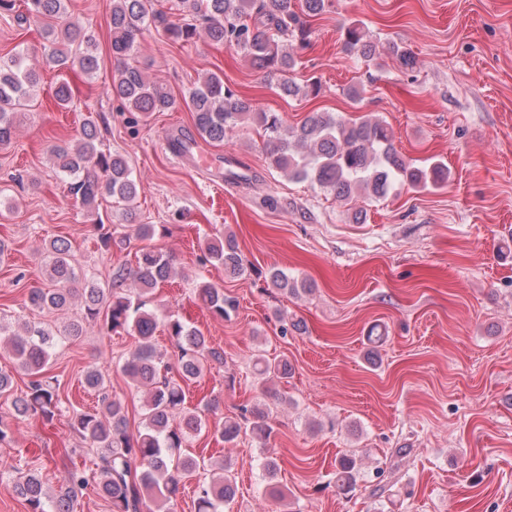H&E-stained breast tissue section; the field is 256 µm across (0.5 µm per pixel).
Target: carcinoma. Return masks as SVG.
Listing matches in <instances>:
<instances>
[{"label": "carcinoma", "mask_w": 512, "mask_h": 512, "mask_svg": "<svg viewBox=\"0 0 512 512\" xmlns=\"http://www.w3.org/2000/svg\"><path fill=\"white\" fill-rule=\"evenodd\" d=\"M332 2L303 0V18L291 9L290 0H181L192 18L203 21L212 42L235 48L253 66L280 75L278 89L293 97L316 96L321 91L316 81L297 85L288 78V72L297 62L294 46L307 45V19L321 15ZM62 9L63 0H27L29 12L48 20L43 32L55 45L51 62L61 68L77 65L92 74L98 68L95 44L76 24L52 23L61 18ZM110 26L112 56L119 63L110 92L125 101L127 111L143 116L172 109L175 100L167 89L149 81L142 70L127 62V57L149 27L163 30L177 42L193 37L197 26L172 22L167 12L151 7L150 0H112ZM343 49L363 58L376 54L374 42L357 25L345 28ZM39 83L40 75L21 55L0 65V143L11 139L19 114ZM187 106L197 133L208 141H223L244 117L256 116L267 137L271 165L339 200L351 201L360 192L380 200L404 186H440L448 180V168L443 164L426 168L406 160L394 146L391 128L382 121H353L330 112H312L301 124L290 126L277 112L254 111L253 105L225 85L218 74L206 76L189 93ZM51 153L58 171L69 178L70 191L80 206L91 210L104 196L124 207L136 199L138 188L127 161L101 149L94 120H84L74 147L55 146ZM70 249L62 238L51 242L47 259L52 287L30 289L28 302L33 308L63 310L79 297L83 317L69 325V337L82 335L87 324L98 321L110 332L130 330L138 336V345L124 359L121 371L146 390L144 414L140 428L131 433L124 402L112 394L97 368L88 367L83 384L97 395L100 407L75 411L71 426L88 447L101 449L96 471L63 465L59 493L50 496L39 472L28 469L14 479L13 491L28 506V512H75L79 495L90 486L112 504L113 512H143L148 501L156 505L154 512H170V504L185 481L197 476L200 469L197 457L189 451L190 440L204 431L230 444L239 436L241 425L230 418L208 428L206 413L215 404L186 407L185 386L196 382L211 364L224 363V353L211 347L199 329L187 326L173 314L161 317L149 307L148 294L172 274L169 260L161 254L140 250L135 268H113L112 287L100 288L93 282L80 283ZM206 254L208 260L223 265L224 271L234 276L245 273L230 235L207 243ZM130 278L137 285L133 295L122 288ZM269 282L286 295L310 291L306 282L274 268L269 271ZM197 296L207 310L221 318L231 306L224 292L210 284L201 285ZM162 319L174 347L172 356L153 343ZM1 336L7 337L14 371L28 377L25 389L16 393L13 371L0 369V395L12 397L13 418L38 415L48 422L53 420L60 382L49 371L59 339L46 328L29 324L19 333L0 323ZM253 372L262 383L270 378L286 379L288 359L258 357ZM250 415L251 431L260 439L268 438L273 428L267 413L254 407ZM231 469L227 460L221 476L198 482L196 512H221V507L232 500L235 487Z\"/></svg>", "instance_id": "obj_1"}]
</instances>
